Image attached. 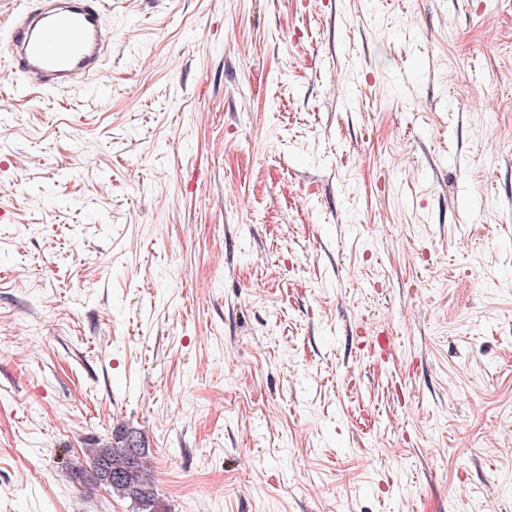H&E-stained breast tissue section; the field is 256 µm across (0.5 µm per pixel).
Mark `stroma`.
<instances>
[{"instance_id": "obj_1", "label": "stroma", "mask_w": 512, "mask_h": 512, "mask_svg": "<svg viewBox=\"0 0 512 512\" xmlns=\"http://www.w3.org/2000/svg\"><path fill=\"white\" fill-rule=\"evenodd\" d=\"M0 80V512L137 428L159 512H512V0H106ZM104 0H38L9 28L11 70L26 89H64L97 74L108 51Z\"/></svg>"}]
</instances>
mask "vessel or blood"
I'll return each instance as SVG.
<instances>
[{
  "label": "vessel or blood",
  "mask_w": 512,
  "mask_h": 512,
  "mask_svg": "<svg viewBox=\"0 0 512 512\" xmlns=\"http://www.w3.org/2000/svg\"><path fill=\"white\" fill-rule=\"evenodd\" d=\"M9 41L25 88L73 86L97 74L108 51L105 0H38L14 15Z\"/></svg>",
  "instance_id": "obj_1"
}]
</instances>
